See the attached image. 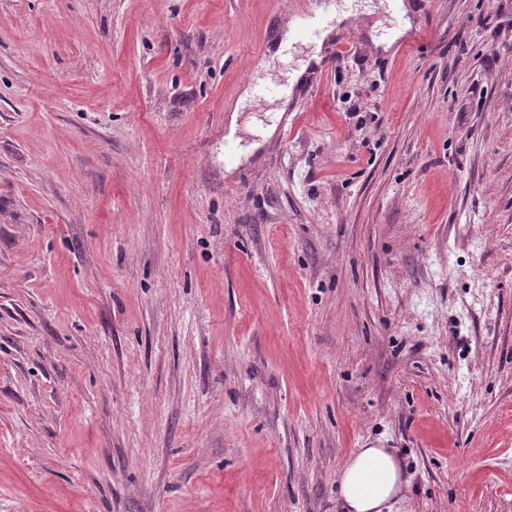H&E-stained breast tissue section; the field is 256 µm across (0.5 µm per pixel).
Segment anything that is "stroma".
Here are the masks:
<instances>
[{
  "mask_svg": "<svg viewBox=\"0 0 512 512\" xmlns=\"http://www.w3.org/2000/svg\"><path fill=\"white\" fill-rule=\"evenodd\" d=\"M405 3L307 70L321 0H0V512H341L373 446L512 512V0Z\"/></svg>",
  "mask_w": 512,
  "mask_h": 512,
  "instance_id": "1",
  "label": "stroma"
}]
</instances>
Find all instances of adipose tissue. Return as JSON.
<instances>
[{
    "label": "adipose tissue",
    "instance_id": "1",
    "mask_svg": "<svg viewBox=\"0 0 512 512\" xmlns=\"http://www.w3.org/2000/svg\"><path fill=\"white\" fill-rule=\"evenodd\" d=\"M343 512H383L402 491L401 472L384 448H364L347 462L339 478Z\"/></svg>",
    "mask_w": 512,
    "mask_h": 512
}]
</instances>
